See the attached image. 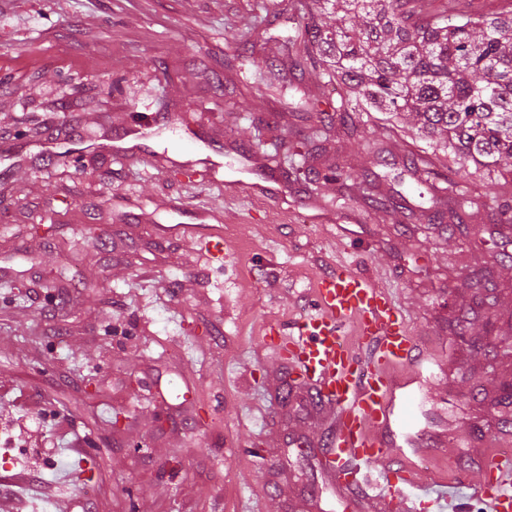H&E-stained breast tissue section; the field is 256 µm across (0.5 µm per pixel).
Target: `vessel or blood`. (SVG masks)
Wrapping results in <instances>:
<instances>
[{"mask_svg": "<svg viewBox=\"0 0 512 512\" xmlns=\"http://www.w3.org/2000/svg\"><path fill=\"white\" fill-rule=\"evenodd\" d=\"M271 347L287 354L333 413L321 466L326 486L345 495L365 485L375 512H414L411 493L426 473L400 467L391 433L395 392L413 383L423 356L389 289L336 266L320 280L313 311ZM501 444L480 463L478 478L460 476L485 512H512V439Z\"/></svg>", "mask_w": 512, "mask_h": 512, "instance_id": "vessel-or-blood-1", "label": "vessel or blood"}]
</instances>
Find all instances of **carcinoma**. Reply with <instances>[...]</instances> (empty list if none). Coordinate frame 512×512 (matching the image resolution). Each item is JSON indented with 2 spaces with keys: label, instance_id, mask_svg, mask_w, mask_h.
Instances as JSON below:
<instances>
[{
  "label": "carcinoma",
  "instance_id": "carcinoma-1",
  "mask_svg": "<svg viewBox=\"0 0 512 512\" xmlns=\"http://www.w3.org/2000/svg\"><path fill=\"white\" fill-rule=\"evenodd\" d=\"M312 0L291 42L337 89L334 112H385L417 125L460 167L512 165V0ZM458 336L499 348L471 324Z\"/></svg>",
  "mask_w": 512,
  "mask_h": 512
}]
</instances>
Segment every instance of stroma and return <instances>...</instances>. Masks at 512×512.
<instances>
[{"mask_svg": "<svg viewBox=\"0 0 512 512\" xmlns=\"http://www.w3.org/2000/svg\"><path fill=\"white\" fill-rule=\"evenodd\" d=\"M305 23L288 0H0V512L12 490L27 512H305L332 413L263 338L339 263L392 289L426 355L401 463L427 448L452 479L512 433L492 403L512 383V172L441 151L415 171L411 125L355 112L352 138L286 110L331 102L316 72L270 75ZM367 171L412 218L370 205ZM450 175L471 215L453 233L432 202ZM186 224L223 232V264ZM463 321L501 352L460 345Z\"/></svg>", "mask_w": 512, "mask_h": 512, "instance_id": "35a3bbf8", "label": "stroma"}]
</instances>
